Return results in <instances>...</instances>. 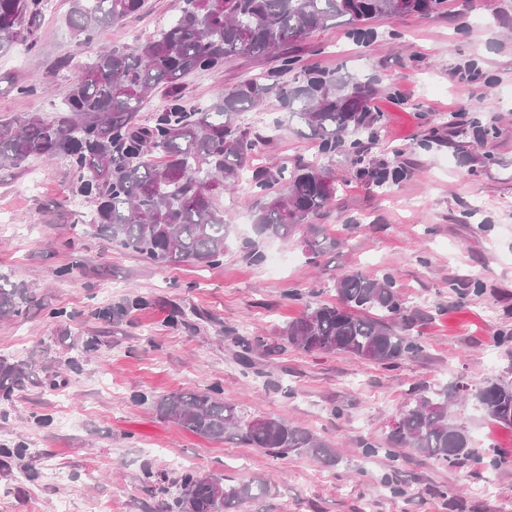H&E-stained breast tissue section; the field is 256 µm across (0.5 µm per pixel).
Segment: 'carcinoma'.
Returning a JSON list of instances; mask_svg holds the SVG:
<instances>
[{
  "instance_id": "1",
  "label": "carcinoma",
  "mask_w": 512,
  "mask_h": 512,
  "mask_svg": "<svg viewBox=\"0 0 512 512\" xmlns=\"http://www.w3.org/2000/svg\"><path fill=\"white\" fill-rule=\"evenodd\" d=\"M445 0H180L177 13L157 35L134 48L102 49L83 63L56 115L0 117V167L18 168L32 158H69L76 193L94 203L87 223L112 245L150 263L213 267L224 259L235 228L224 219L219 196L242 180L259 145L276 129L257 131L244 116L274 98L288 119L306 128L322 157L345 152L351 174L383 187L403 170L374 164L367 145L378 136L384 115L370 100L371 81L336 72L306 70L291 80L296 60L281 57L274 75L243 80L205 104L188 106L181 80L192 72L224 67L233 57L265 56L338 18H348V34L373 36L367 24L382 17L429 16ZM146 0H73L69 24L92 41L145 9ZM45 0H0V52L22 42L35 47L28 24ZM167 101L144 124L139 113L159 90ZM250 188L260 199L252 215L261 240L303 237L315 259L324 248L323 229L313 223L336 195V179L326 166L283 163L256 169ZM337 300L306 308L282 330L288 344L305 352L346 354L390 367L421 351L401 334L409 321L394 278L354 270L334 285ZM31 302L29 289L0 276V315H19ZM242 366L252 354L276 351L258 337L234 335ZM23 362L0 358V397L8 400L29 377ZM389 431L386 446L405 448L449 465L474 458L467 431L448 421V403L459 395L474 399L494 423L512 428V382L474 388L455 384L444 391L416 387ZM158 413L183 429L214 440H238L277 455L300 452L333 465L336 449L310 432L275 419L239 420L235 404L216 390L172 392L156 401ZM178 512H241L267 486L226 484L224 478L185 471L174 481Z\"/></svg>"
}]
</instances>
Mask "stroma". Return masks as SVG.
<instances>
[{
  "label": "stroma",
  "mask_w": 512,
  "mask_h": 512,
  "mask_svg": "<svg viewBox=\"0 0 512 512\" xmlns=\"http://www.w3.org/2000/svg\"><path fill=\"white\" fill-rule=\"evenodd\" d=\"M179 0H148L103 41L135 47L161 30ZM72 0H46L37 45L0 52V117L55 115L83 48L68 23ZM359 44L346 19L284 53L302 65L373 79L385 120L372 160L407 171L378 188L352 178L344 154L329 166L336 196L320 223L333 247L309 261L301 236L266 240L263 261L245 258L256 198L247 186L221 200L238 234L223 262L164 268L113 247L83 221L92 207L73 196L65 158L0 169V274L28 285L31 304L0 318V357L31 361L32 381L0 401V446L23 445L24 462L0 458V512H163L165 490L185 470L236 483L266 481L246 512H512V430L471 400L450 405L477 461L451 467L382 444L411 388L512 381V0H445L435 15L373 22ZM278 55L237 57L183 82L187 103L211 101L241 80L276 70ZM34 86L23 96L19 86ZM478 117L492 137L453 133L450 113ZM257 121L278 125L252 167L311 160L277 100ZM84 261L73 268L74 258ZM392 274L414 324L419 354L391 367L345 354L308 353L282 343L283 327L306 307L335 302L350 270ZM301 292L289 299L290 290ZM179 323H171L172 310ZM263 337L271 355L237 360L230 333ZM216 387L233 395L242 420L283 418L337 448V465L275 456L238 442L196 436L161 419L155 397ZM30 478H20L21 467ZM455 489L447 503L436 490Z\"/></svg>",
  "instance_id": "35a3bbf8"
}]
</instances>
